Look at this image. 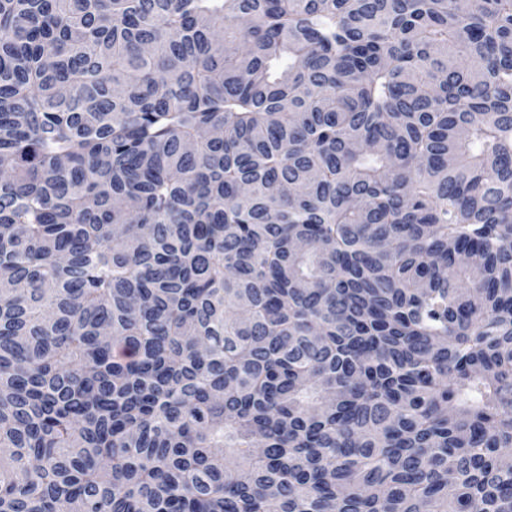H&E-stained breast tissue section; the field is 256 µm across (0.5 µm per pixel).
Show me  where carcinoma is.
<instances>
[{"instance_id": "carcinoma-1", "label": "carcinoma", "mask_w": 512, "mask_h": 512, "mask_svg": "<svg viewBox=\"0 0 512 512\" xmlns=\"http://www.w3.org/2000/svg\"><path fill=\"white\" fill-rule=\"evenodd\" d=\"M0 512H512V0H0Z\"/></svg>"}]
</instances>
